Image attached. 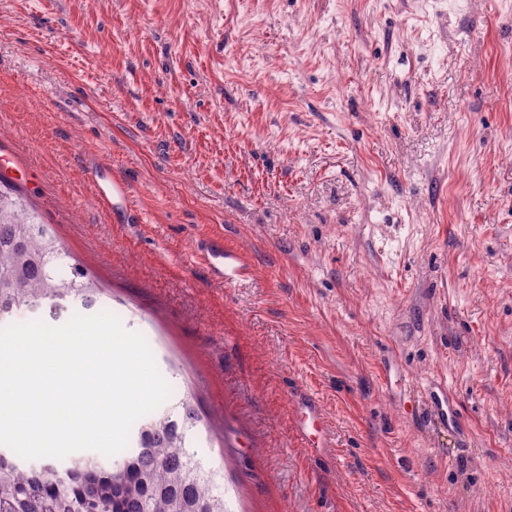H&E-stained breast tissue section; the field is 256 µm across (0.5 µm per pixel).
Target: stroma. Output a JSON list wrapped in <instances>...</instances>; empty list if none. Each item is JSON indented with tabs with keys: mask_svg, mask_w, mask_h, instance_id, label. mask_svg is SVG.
Instances as JSON below:
<instances>
[{
	"mask_svg": "<svg viewBox=\"0 0 512 512\" xmlns=\"http://www.w3.org/2000/svg\"><path fill=\"white\" fill-rule=\"evenodd\" d=\"M0 150L230 512H512V0H0ZM94 192L100 205L115 212L126 207L129 196L128 185L105 170L99 171L93 180ZM201 253L213 279L219 283L233 280L245 269L239 254L224 249L223 240H211L205 243ZM321 422V414L315 404L309 398H304L301 404V419L299 422V432L303 439H309L311 435L320 433V439L323 433L318 431Z\"/></svg>",
	"mask_w": 512,
	"mask_h": 512,
	"instance_id": "stroma-1",
	"label": "stroma"
}]
</instances>
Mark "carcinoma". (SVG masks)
Returning <instances> with one entry per match:
<instances>
[{"mask_svg": "<svg viewBox=\"0 0 512 512\" xmlns=\"http://www.w3.org/2000/svg\"><path fill=\"white\" fill-rule=\"evenodd\" d=\"M16 189L0 177V324L21 310L44 309L56 320L68 303L94 312L102 289L79 263L54 272L69 254L12 196ZM200 422L188 395L157 410L136 427L120 470L95 459L34 464L1 447L0 512H230L220 472L191 451Z\"/></svg>", "mask_w": 512, "mask_h": 512, "instance_id": "carcinoma-1", "label": "carcinoma"}]
</instances>
